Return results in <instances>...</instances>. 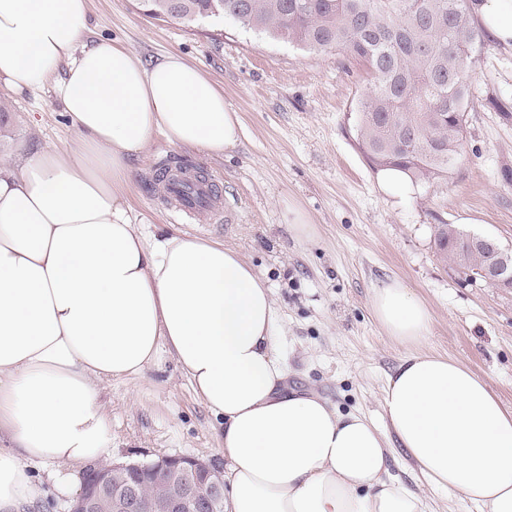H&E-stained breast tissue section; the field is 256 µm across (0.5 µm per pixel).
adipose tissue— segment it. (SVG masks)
<instances>
[{"label": "adipose tissue", "mask_w": 512, "mask_h": 512, "mask_svg": "<svg viewBox=\"0 0 512 512\" xmlns=\"http://www.w3.org/2000/svg\"><path fill=\"white\" fill-rule=\"evenodd\" d=\"M487 34L512 48V0H477ZM87 0H0V84L56 79L80 139L0 164V512H35L34 464L58 494L106 459L103 383L142 375L170 352L221 416L228 512H427L392 475L399 444L435 492L477 512H512V411L459 361L414 350L424 302L397 280L374 317L410 345L383 390L386 422L289 388L275 300L239 252L186 235L148 240L123 191L156 132L208 156L243 137L238 113L201 71L170 54L143 65L119 42H85Z\"/></svg>", "instance_id": "obj_1"}]
</instances>
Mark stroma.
<instances>
[{"label":"stroma","mask_w":512,"mask_h":512,"mask_svg":"<svg viewBox=\"0 0 512 512\" xmlns=\"http://www.w3.org/2000/svg\"><path fill=\"white\" fill-rule=\"evenodd\" d=\"M88 23L87 41H118L143 64L182 56L238 112L244 137L225 157L155 134L133 162L125 197L146 236L188 234L252 262L276 301L289 387L380 419L387 377L406 348L387 336L370 299L397 278L431 314L420 350L466 364L512 408V290L462 279L434 245L436 225L458 223L512 247V48L487 35L477 43L463 154L447 179L417 182L400 204L379 188L356 146L357 105L369 76L346 52L309 50L229 20L190 27L162 21L135 0H88ZM0 98L10 105L0 116L1 161L78 145L53 83L24 93L0 85ZM177 159L213 175L231 222L173 220L159 173ZM288 200L308 215L309 235L293 234ZM101 402L112 426V461L224 462L218 418L169 353L142 376L104 384Z\"/></svg>","instance_id":"obj_1"}]
</instances>
